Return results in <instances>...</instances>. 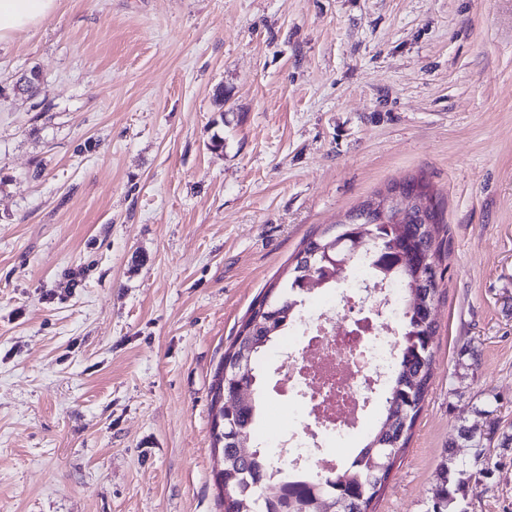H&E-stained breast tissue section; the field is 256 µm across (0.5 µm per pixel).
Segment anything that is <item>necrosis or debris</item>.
<instances>
[{
    "mask_svg": "<svg viewBox=\"0 0 512 512\" xmlns=\"http://www.w3.org/2000/svg\"><path fill=\"white\" fill-rule=\"evenodd\" d=\"M367 267L349 268L348 286L338 300H324L314 318L299 317L288 331L281 365V389L288 397V431L266 437V452L277 463L314 474L336 472L343 451L365 431L368 411L395 365L398 340L392 326L403 304L396 282L367 287Z\"/></svg>",
    "mask_w": 512,
    "mask_h": 512,
    "instance_id": "necrosis-or-debris-1",
    "label": "necrosis or debris"
}]
</instances>
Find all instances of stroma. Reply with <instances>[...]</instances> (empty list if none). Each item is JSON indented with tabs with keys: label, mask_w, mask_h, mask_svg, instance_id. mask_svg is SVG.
<instances>
[{
	"label": "stroma",
	"mask_w": 512,
	"mask_h": 512,
	"mask_svg": "<svg viewBox=\"0 0 512 512\" xmlns=\"http://www.w3.org/2000/svg\"><path fill=\"white\" fill-rule=\"evenodd\" d=\"M412 178L432 378L374 512H430L487 394L512 425V0H58L0 43V512H222L225 349L305 238ZM486 454L467 512H512Z\"/></svg>",
	"instance_id": "35a3bbf8"
}]
</instances>
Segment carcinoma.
I'll return each mask as SVG.
<instances>
[{"mask_svg": "<svg viewBox=\"0 0 512 512\" xmlns=\"http://www.w3.org/2000/svg\"><path fill=\"white\" fill-rule=\"evenodd\" d=\"M358 221L342 224L310 236L294 257L295 264L284 279L272 284L252 304L249 315L224 352L211 387L212 403L232 404L219 408L229 428L213 425L212 448L224 456V472L217 477L224 512H324L323 502L334 505L330 512H371L382 493L390 468L387 457H398L407 448L416 420L423 408L431 381L432 343L436 322L432 314L416 305L420 295L437 299V267L444 240L438 239L443 223L439 204L424 218L416 215L402 234L390 219L364 207L354 210ZM360 237L368 245L352 252L350 238ZM333 257L366 261L373 272L388 275L405 293L401 340L397 348L392 380L386 389L379 425L366 437L353 460L333 474L309 475L275 465L259 446L256 423L261 400L257 364L266 350L285 335L304 303L302 280L308 273L336 283V269L322 261L324 252ZM498 399L488 395L483 430L464 425L458 429L462 443L476 449L494 445L512 448V430L502 426ZM247 447L250 454L240 455ZM486 473L477 463L448 459L439 474L432 512H465L461 500L473 478Z\"/></svg>", "mask_w": 512, "mask_h": 512, "instance_id": "1", "label": "carcinoma"}]
</instances>
